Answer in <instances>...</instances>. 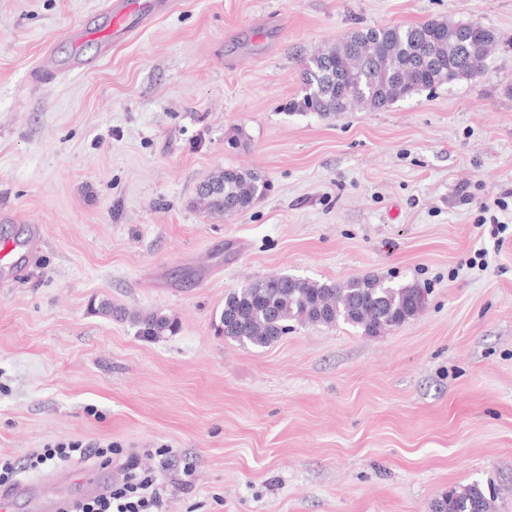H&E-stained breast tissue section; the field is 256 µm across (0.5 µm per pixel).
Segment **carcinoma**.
Here are the masks:
<instances>
[{
    "label": "carcinoma",
    "mask_w": 512,
    "mask_h": 512,
    "mask_svg": "<svg viewBox=\"0 0 512 512\" xmlns=\"http://www.w3.org/2000/svg\"><path fill=\"white\" fill-rule=\"evenodd\" d=\"M494 33L477 24L431 20L408 26L367 27L350 32L312 56L303 71V94L290 112L328 117L358 108L383 110L444 84L471 81L485 66ZM266 183L250 171L226 169L199 185L196 204L212 214L235 215L263 195ZM421 288L373 276L320 282L285 274L243 285L224 297L218 332L240 345L266 347L292 325L340 323L380 336L418 315ZM140 336H174L178 324L160 311L129 314ZM494 492L478 482L448 490L431 512H494Z\"/></svg>",
    "instance_id": "obj_1"
}]
</instances>
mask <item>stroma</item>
Here are the masks:
<instances>
[{"instance_id":"stroma-1","label":"stroma","mask_w":512,"mask_h":512,"mask_svg":"<svg viewBox=\"0 0 512 512\" xmlns=\"http://www.w3.org/2000/svg\"><path fill=\"white\" fill-rule=\"evenodd\" d=\"M105 2L0 0V238L41 236L0 274V457L40 484L12 512L122 479V457L28 470L69 440L144 469L170 449L167 512H430L473 482L512 512V0H176L107 52ZM446 18L496 37L474 80L288 111L349 29ZM227 168L268 191L202 214L199 184ZM273 274L375 275L425 307L381 336L225 340V295ZM101 298L180 329L138 336Z\"/></svg>"}]
</instances>
